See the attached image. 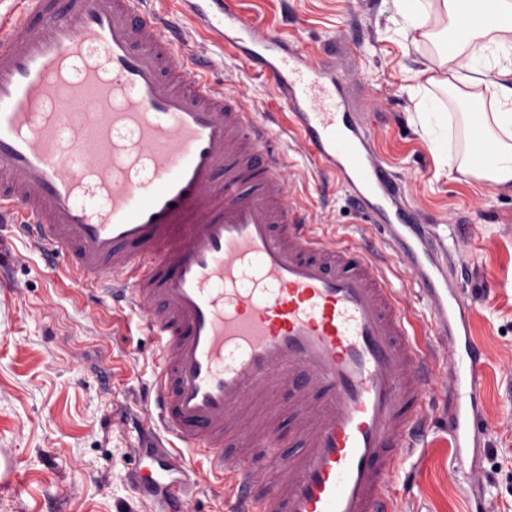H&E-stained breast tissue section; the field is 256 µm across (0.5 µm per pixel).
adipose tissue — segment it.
Masks as SVG:
<instances>
[{
    "label": "adipose tissue",
    "mask_w": 512,
    "mask_h": 512,
    "mask_svg": "<svg viewBox=\"0 0 512 512\" xmlns=\"http://www.w3.org/2000/svg\"><path fill=\"white\" fill-rule=\"evenodd\" d=\"M391 2L413 45L432 39L429 15L448 21L438 56L418 74L429 85L457 90L464 111L455 117L438 96H419L423 139L445 164L512 192V0Z\"/></svg>",
    "instance_id": "ef3b65f1"
}]
</instances>
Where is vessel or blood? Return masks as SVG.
Returning <instances> with one entry per match:
<instances>
[{"mask_svg":"<svg viewBox=\"0 0 512 512\" xmlns=\"http://www.w3.org/2000/svg\"><path fill=\"white\" fill-rule=\"evenodd\" d=\"M146 2L28 0L0 25V223L96 306L122 301L140 317L158 344L153 406L186 449L232 474L225 512H395L385 486L431 428L423 398L441 368L458 490L468 512H486L473 474L495 424L462 255L418 221L331 67L230 0H182L271 80L314 164L413 271L420 320L368 246L327 241L285 205L270 130ZM287 391L296 453H277L266 415L226 447L246 395L270 407ZM261 458L285 469L267 490Z\"/></svg>","mask_w":512,"mask_h":512,"instance_id":"b4317fda","label":"vessel or blood"}]
</instances>
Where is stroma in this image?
<instances>
[{"label": "stroma", "mask_w": 512, "mask_h": 512, "mask_svg": "<svg viewBox=\"0 0 512 512\" xmlns=\"http://www.w3.org/2000/svg\"><path fill=\"white\" fill-rule=\"evenodd\" d=\"M259 27L283 36L313 60L332 61L348 86L349 110L371 131L378 159L401 180L418 218L439 227L470 262L462 290L473 304L472 333L487 349L486 411L497 425L478 462L490 512H512V194L440 164L415 123L410 94L418 52L392 17L389 0H236ZM178 22L192 50L209 56L210 79L267 120L273 148L287 161L288 206L329 236H371L342 188H328L295 135L271 84L249 75L237 51L201 30L178 0H149ZM0 286V477L14 470L20 492H0V512H157L138 494L132 471L140 442L132 418L144 415L156 346L129 311L101 309L46 268L38 250L11 236ZM489 281L491 295L478 284ZM187 469L185 512H224L225 476L180 448ZM460 474L440 427L401 460L386 489L399 512H466Z\"/></svg>", "instance_id": "obj_1"}]
</instances>
